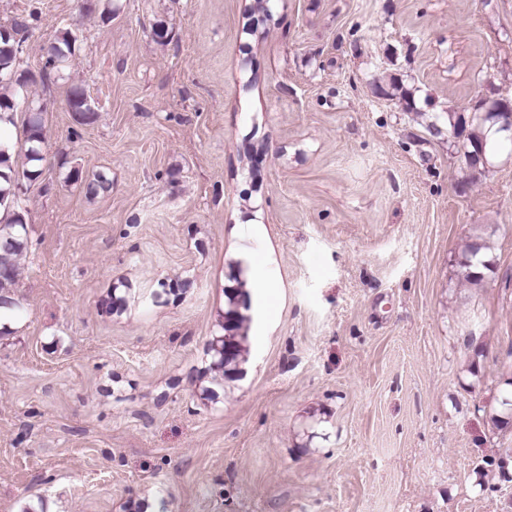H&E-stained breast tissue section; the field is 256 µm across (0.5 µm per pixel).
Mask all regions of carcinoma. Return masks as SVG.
<instances>
[{"label":"carcinoma","mask_w":512,"mask_h":512,"mask_svg":"<svg viewBox=\"0 0 512 512\" xmlns=\"http://www.w3.org/2000/svg\"><path fill=\"white\" fill-rule=\"evenodd\" d=\"M28 25L25 22H15L9 27L0 29V122L15 124V115L19 98L25 96L30 99L32 106L38 101L31 98L32 88L38 80L31 76V69L21 65V58L17 55V46L27 39ZM78 36L68 28L57 30L55 40L46 48L43 55L41 80H46L54 72H60L65 64L75 56ZM68 105L74 112L76 120L86 124L92 120L94 112L87 100V94L78 87L69 91ZM493 134L491 151L485 153L490 159L506 140L501 138L496 125L489 119L469 118L467 112L448 113V135L458 140L459 150L463 155L476 149L488 146L484 132ZM25 143L28 148L25 153L27 168L23 174H18L16 164L9 165L11 173L0 171V180L7 186H0V206L5 207L6 216L0 219V308H10L14 302L4 296V292L16 284L21 269V259L27 244L28 224L26 208L17 200L19 177H24L32 184L42 176V166L46 157L43 152L45 133L42 113L35 110L27 112L24 120ZM487 245L480 236L467 244L464 259L461 262L464 280L476 284L483 277V270H491L492 265L486 259L484 250ZM227 307L234 308L232 322L236 335L230 337V363L243 365L247 362V341L251 318L246 314L250 303L238 304L235 298L227 296ZM503 409L491 415V422L498 429L512 424V395L504 394L501 399ZM499 476L505 480L512 479V448L505 449L498 458L487 462Z\"/></svg>","instance_id":"obj_1"}]
</instances>
